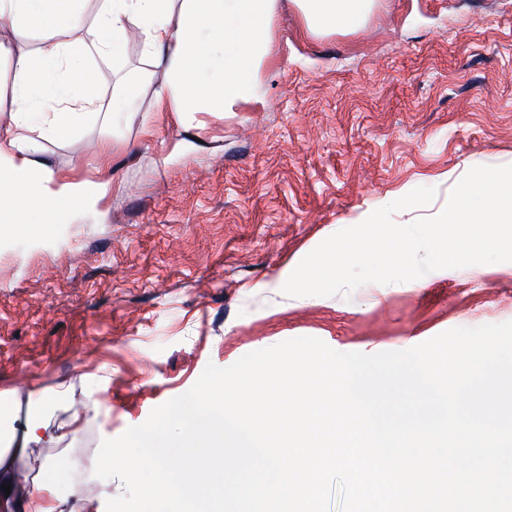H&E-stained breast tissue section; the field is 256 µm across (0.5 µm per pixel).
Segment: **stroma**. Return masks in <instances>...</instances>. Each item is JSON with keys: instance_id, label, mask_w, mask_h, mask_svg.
I'll return each mask as SVG.
<instances>
[{"instance_id": "1", "label": "stroma", "mask_w": 512, "mask_h": 512, "mask_svg": "<svg viewBox=\"0 0 512 512\" xmlns=\"http://www.w3.org/2000/svg\"><path fill=\"white\" fill-rule=\"evenodd\" d=\"M272 44L260 100L237 111L184 125L144 99L141 123L106 107L43 141L38 160L58 182L94 183L92 200L0 237V392L19 399L0 426L21 428L39 398L49 423L78 417L76 434L17 470L33 481L54 457L71 512H105L124 493L94 474L102 440L186 393L207 364L301 336L375 354L512 321V262L348 298L282 292L324 239L399 192L437 190L394 213L406 225L439 213L472 167L512 165V0H372L358 27L314 32L280 0ZM94 68L111 99L143 70L140 48Z\"/></svg>"}]
</instances>
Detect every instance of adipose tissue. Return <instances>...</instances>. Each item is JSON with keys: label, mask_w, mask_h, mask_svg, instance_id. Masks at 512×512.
<instances>
[{"label": "adipose tissue", "mask_w": 512, "mask_h": 512, "mask_svg": "<svg viewBox=\"0 0 512 512\" xmlns=\"http://www.w3.org/2000/svg\"><path fill=\"white\" fill-rule=\"evenodd\" d=\"M80 0H0V18L10 20L15 40L0 42V58L12 70L17 103L7 126L0 127V210L14 224H31L49 206L79 208L86 191L65 184L51 189L53 171L38 161L31 128L43 138L58 137L79 125L98 101L91 66L120 60L138 42L149 67L146 79L126 81L112 95V109L130 111V98L150 92L155 108L186 119L194 112H234L257 100L260 75L271 57V27L279 0H100L89 39L62 41L80 23ZM310 29H352L365 17L370 0H297ZM40 46L23 49L24 39ZM65 70L69 82L59 79ZM216 72V79L202 76ZM59 102L55 112L44 101ZM39 411L29 412L21 433L0 440V512H64L60 472L46 459L33 485L19 483L17 463L34 446L55 442Z\"/></svg>", "instance_id": "1"}]
</instances>
